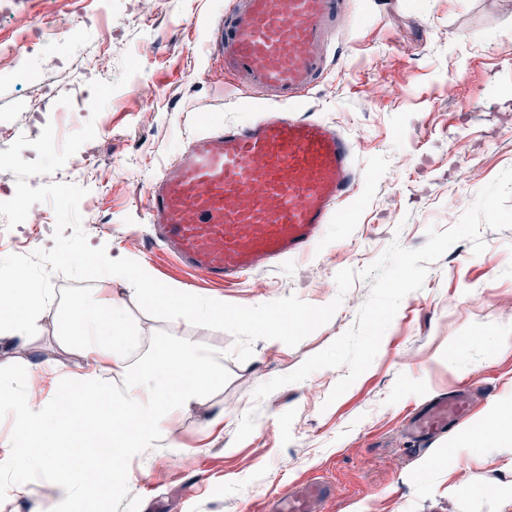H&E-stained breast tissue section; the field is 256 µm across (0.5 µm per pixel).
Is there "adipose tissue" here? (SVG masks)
Segmentation results:
<instances>
[{
	"label": "adipose tissue",
	"instance_id": "ef3b65f1",
	"mask_svg": "<svg viewBox=\"0 0 512 512\" xmlns=\"http://www.w3.org/2000/svg\"><path fill=\"white\" fill-rule=\"evenodd\" d=\"M94 262L105 274L104 286L97 288L93 299H72L62 323L63 335L83 353L88 366L75 399L80 409L78 421H51L49 415L35 408L31 397L11 391L8 378L0 379V407L9 406L26 441H44L49 445L48 451L40 456L16 463L10 490L26 491L25 476L37 467L66 473L67 456L62 451L65 441L75 431L93 429L102 423L112 438L116 457L112 478L70 489L79 500L100 498L108 483L117 484L128 478L126 460L164 435L180 407L196 400L203 386L215 379L205 359L190 346H150L137 350L134 329L124 319L109 285L115 280L136 282L154 303L196 324L219 318L222 303L196 298L176 286L157 288L148 271L114 259L107 247L97 251ZM104 372L121 382L120 395L96 385V378Z\"/></svg>",
	"mask_w": 512,
	"mask_h": 512
}]
</instances>
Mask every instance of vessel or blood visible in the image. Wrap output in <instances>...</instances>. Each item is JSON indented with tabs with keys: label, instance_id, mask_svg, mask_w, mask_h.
Listing matches in <instances>:
<instances>
[{
	"label": "vessel or blood",
	"instance_id": "obj_1",
	"mask_svg": "<svg viewBox=\"0 0 512 512\" xmlns=\"http://www.w3.org/2000/svg\"><path fill=\"white\" fill-rule=\"evenodd\" d=\"M341 0H228L212 56L265 106L252 121L193 138L148 192L152 239L204 279L239 283L271 264L309 253L358 181L352 141L333 124L299 115L297 103L328 69ZM470 389L421 405L409 420L424 445L466 419ZM318 478L294 485L272 512H311L328 501Z\"/></svg>",
	"mask_w": 512,
	"mask_h": 512
}]
</instances>
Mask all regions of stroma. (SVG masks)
<instances>
[{
    "instance_id": "stroma-1",
    "label": "stroma",
    "mask_w": 512,
    "mask_h": 512,
    "mask_svg": "<svg viewBox=\"0 0 512 512\" xmlns=\"http://www.w3.org/2000/svg\"><path fill=\"white\" fill-rule=\"evenodd\" d=\"M227 0H20L0 15V124H53L57 139L93 121L83 149L42 183L86 188L79 204L91 246L146 268L157 287L256 306L294 295L325 305L339 295L336 274L357 271L332 319L297 346L259 340L238 360L234 337L197 327L151 304L137 288L112 284L142 345H188L215 355L219 380L174 416L169 434L131 459V476L107 497V512H265L289 486L323 476L334 485L324 512H512V447H453L490 430L494 404L512 401V229L482 228L486 249L455 243L408 294L370 367L338 398L347 367L325 368L263 399L254 391L296 370L355 322L371 283L359 273L392 241L423 246L429 226L457 223L478 192L512 167V0H349L336 25V55L325 79L299 103L302 115L331 122L353 142L360 180L325 225L312 254L272 265L231 288L187 276L151 245L143 206L161 165L205 126L246 123L258 101L225 81L209 55ZM54 27H47V20ZM142 70L91 117L90 81H115L125 53ZM34 205L0 242L54 246V225ZM54 303L22 345L0 338V370L50 410L74 387L86 359L61 335L72 291L93 296L96 281L52 275ZM464 382L476 392L468 419L411 455L408 415ZM71 479L111 472L85 433L74 434ZM486 494L477 498L474 486ZM53 495H45V488ZM78 512L62 479L28 476L24 494L0 492V512Z\"/></svg>"
}]
</instances>
